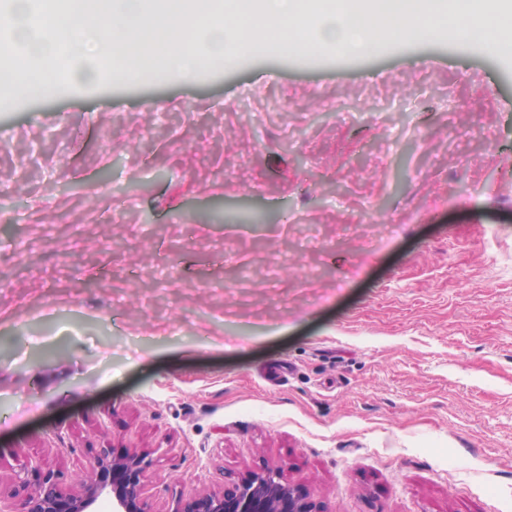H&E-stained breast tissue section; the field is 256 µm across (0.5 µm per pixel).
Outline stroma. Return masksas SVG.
Returning <instances> with one entry per match:
<instances>
[{
	"instance_id": "1",
	"label": "stroma",
	"mask_w": 512,
	"mask_h": 512,
	"mask_svg": "<svg viewBox=\"0 0 512 512\" xmlns=\"http://www.w3.org/2000/svg\"><path fill=\"white\" fill-rule=\"evenodd\" d=\"M230 55L0 91V500L106 450L146 512H512V30ZM183 512H317L307 495L284 482L281 468L249 473L222 492L191 501Z\"/></svg>"
}]
</instances>
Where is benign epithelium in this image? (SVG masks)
<instances>
[{"mask_svg":"<svg viewBox=\"0 0 512 512\" xmlns=\"http://www.w3.org/2000/svg\"><path fill=\"white\" fill-rule=\"evenodd\" d=\"M148 463L138 453L95 459L83 476L75 475L81 489L76 495L61 483V474L34 465L26 455L16 457L15 476L31 494L18 503H0V512H91L105 493L112 494V512H145L143 480ZM183 512H316L307 495L284 482L281 468L249 473L219 493L204 494L191 501Z\"/></svg>","mask_w":512,"mask_h":512,"instance_id":"benign-epithelium-1","label":"benign epithelium"}]
</instances>
